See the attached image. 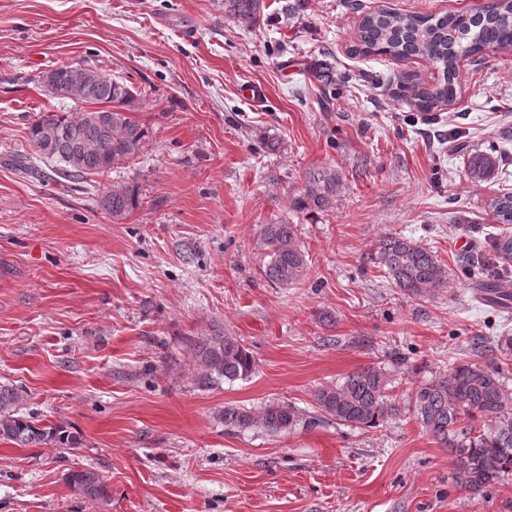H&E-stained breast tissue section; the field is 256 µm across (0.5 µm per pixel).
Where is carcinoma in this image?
Returning a JSON list of instances; mask_svg holds the SVG:
<instances>
[{
  "instance_id": "cac0c4a2",
  "label": "carcinoma",
  "mask_w": 512,
  "mask_h": 512,
  "mask_svg": "<svg viewBox=\"0 0 512 512\" xmlns=\"http://www.w3.org/2000/svg\"><path fill=\"white\" fill-rule=\"evenodd\" d=\"M224 14L238 24L252 28L263 21V0H218ZM512 46V0H488L476 13L401 14L378 9L366 14L359 26L357 55H388L395 59L418 57L439 70L440 79L431 86L399 78L403 97L420 112H432L451 104L457 95L460 58L487 49ZM310 74L319 82L334 81L330 63L318 61ZM72 65L48 71L42 83L56 98L57 90L70 83ZM80 88L70 98L75 104H91L89 112H50L29 126L28 142L33 152L55 164L53 172L69 187L87 191L91 177L103 176L115 166L134 159L148 130L129 117L137 95L132 88L93 68L80 74ZM500 158L488 152L470 154L466 175L473 182H485L498 173ZM340 178L330 166H316L306 172L294 199L299 211L324 212L333 208ZM103 211L120 219L138 207L133 186L105 188L95 199ZM501 224H512V193L490 203ZM512 245L508 235L496 238L491 247L505 267L491 269L478 262L468 274L486 301L498 309L512 305V276L503 245ZM258 249L268 257L263 267L267 281L288 287L296 284L308 268L294 224H265ZM376 263L393 282L409 295L424 297L446 285L444 269L436 256L411 238L387 235L379 240ZM197 365L196 382L212 388L221 382L249 377L255 360L243 341L224 329L198 339L193 348ZM321 413L339 425L353 429L377 428L384 421L406 412L453 457V479L457 486L480 495L512 471V390L499 367L484 362L462 361L444 377L423 381L411 388L408 403L401 406L387 394V376L376 367L347 375L336 385L321 386L313 394ZM23 395L18 386L0 382V440L19 447L54 443L63 449L78 445L76 436L59 426L36 424L37 417L22 412ZM228 428H260L281 435L299 421V412L288 404L270 402L258 409L227 405L220 414ZM67 483L81 496L103 500L107 483L93 468L71 470Z\"/></svg>"
}]
</instances>
